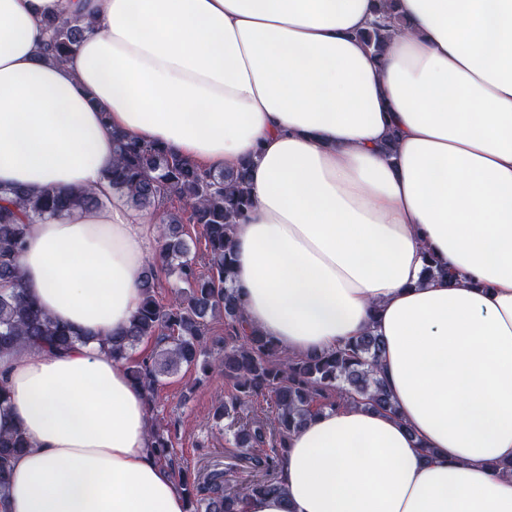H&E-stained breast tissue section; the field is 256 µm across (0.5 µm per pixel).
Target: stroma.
<instances>
[{
    "instance_id": "stroma-1",
    "label": "stroma",
    "mask_w": 512,
    "mask_h": 512,
    "mask_svg": "<svg viewBox=\"0 0 512 512\" xmlns=\"http://www.w3.org/2000/svg\"><path fill=\"white\" fill-rule=\"evenodd\" d=\"M233 393L223 375H203L200 370L180 366L161 378L154 419L170 427L175 454L191 475L213 467H233L237 482L250 479L251 470L232 437L212 430L215 405Z\"/></svg>"
}]
</instances>
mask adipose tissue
<instances>
[{
	"label": "adipose tissue",
	"instance_id": "obj_1",
	"mask_svg": "<svg viewBox=\"0 0 512 512\" xmlns=\"http://www.w3.org/2000/svg\"><path fill=\"white\" fill-rule=\"evenodd\" d=\"M383 3L0 0L1 187L110 195L116 132L251 161L247 325L291 356L385 340L395 413L311 417L282 493L243 512H512V0H395L377 58L360 34ZM51 19L83 28L63 63L42 55ZM158 238L119 198L28 225L26 295L89 339L0 355V432L29 442L0 512H187L100 344L136 313Z\"/></svg>",
	"mask_w": 512,
	"mask_h": 512
}]
</instances>
